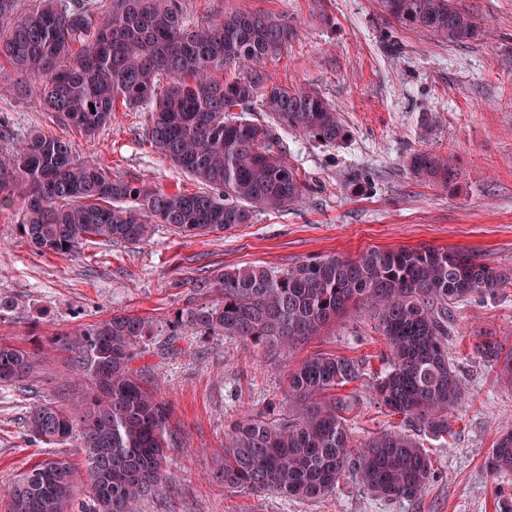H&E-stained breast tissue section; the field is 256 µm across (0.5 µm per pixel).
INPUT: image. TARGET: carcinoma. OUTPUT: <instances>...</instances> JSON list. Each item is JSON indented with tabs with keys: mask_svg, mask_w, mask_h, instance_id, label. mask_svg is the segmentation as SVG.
Listing matches in <instances>:
<instances>
[{
	"mask_svg": "<svg viewBox=\"0 0 512 512\" xmlns=\"http://www.w3.org/2000/svg\"><path fill=\"white\" fill-rule=\"evenodd\" d=\"M400 25L453 43L480 36L474 17L451 0H378ZM294 37L288 22L239 11L190 27L179 0H41L26 13L19 0H0V66L20 79L5 86L31 90L62 123L91 138L121 105L153 112L146 141L176 168L209 187L164 192L112 178L106 168L76 159L65 139L33 133L0 149V205L24 201L21 233L43 253L72 254L87 243L139 244L154 224L206 235L249 224L255 212L278 210L307 189L288 163L278 133L336 146L348 137L336 108L319 94L268 84L265 61ZM245 71L232 80L224 70ZM259 104L260 123L231 112ZM411 173L451 186L454 169L429 151L407 159ZM503 275L454 249L369 248L354 257L326 254L286 270L233 269L210 289L218 299L189 312L202 336L237 339L255 349L286 350L351 311H374L389 346V369L375 383L382 404L418 433L449 434L448 411L462 386L448 358V307L492 292ZM167 325L174 346L185 321ZM151 335L149 321L112 312L95 324L51 340L66 375L84 382L81 394L30 407L27 432L36 443L84 453L89 503L76 506L77 471L66 459H45L19 475L4 493L5 512H138L162 489L178 437L170 409L134 366ZM481 353L500 362L512 384V351L494 342ZM37 352L0 345V386L24 382ZM356 363L315 354L289 375L288 412L275 420L248 412L231 426L218 478L233 488L276 492L301 500L330 494L350 472L385 499H411L431 474L418 438L402 431L369 437L354 452L345 414L351 402L336 388L359 377ZM494 474L512 472V433L501 436L487 462Z\"/></svg>",
	"mask_w": 512,
	"mask_h": 512,
	"instance_id": "1",
	"label": "carcinoma"
}]
</instances>
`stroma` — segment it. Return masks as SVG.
<instances>
[{"mask_svg": "<svg viewBox=\"0 0 512 512\" xmlns=\"http://www.w3.org/2000/svg\"><path fill=\"white\" fill-rule=\"evenodd\" d=\"M190 24L201 26L238 10L288 21L297 36L269 58L270 81L315 91L336 106L349 131L345 143L325 146L280 131L289 163L308 189L294 204L256 212L251 223L206 236H186L156 225L149 242L91 243L75 255L44 254L20 232V202L0 206V297L17 309L0 315V344L38 350L41 361L27 391L0 387V488L33 464L60 456L85 466L74 445L30 440V407L80 391L62 378V356L50 339L76 325L122 310L151 321L147 382L171 406L179 446L162 493L140 512H500L512 500V473L491 477L485 468L495 442L512 430V386L479 351L484 340L512 350V0H453L487 30L484 38L455 44L402 27L383 16L375 0H180ZM146 111L112 115L94 138L61 125L38 97L0 91V148L45 131L71 142L74 154L107 167L113 176L167 192L202 191L144 138ZM427 150L455 164L452 187L417 181L406 159ZM362 169L373 183L345 188ZM433 246L475 256L505 280L493 293L448 310V356L465 398L449 411L444 439L423 444L431 476L411 500H387L352 478L335 491L301 501L224 485L226 434L245 412L282 416L288 374L318 353L352 359L361 375L338 390L351 396L350 443L402 429L401 416L378 402L375 380L386 370L388 347L371 311L330 325L290 351H250L239 341L209 339L183 324L176 351H165L170 320L214 301L202 280L234 268L284 270L324 254L353 256L371 248Z\"/></svg>", "mask_w": 512, "mask_h": 512, "instance_id": "stroma-1", "label": "stroma"}]
</instances>
